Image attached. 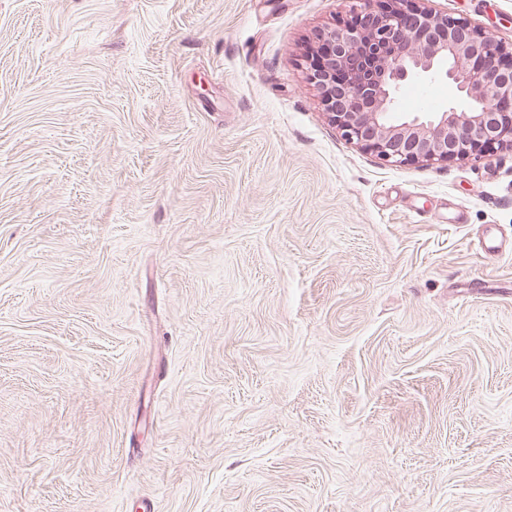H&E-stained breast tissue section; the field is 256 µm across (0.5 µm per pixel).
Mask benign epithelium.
<instances>
[{
	"label": "benign epithelium",
	"instance_id": "7a95c632",
	"mask_svg": "<svg viewBox=\"0 0 512 512\" xmlns=\"http://www.w3.org/2000/svg\"><path fill=\"white\" fill-rule=\"evenodd\" d=\"M431 0H353L349 18L322 29V59L307 66L328 121L393 166H433L512 151V43ZM444 78L461 105L400 111L412 81Z\"/></svg>",
	"mask_w": 512,
	"mask_h": 512
}]
</instances>
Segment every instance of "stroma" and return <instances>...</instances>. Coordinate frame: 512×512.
Instances as JSON below:
<instances>
[{
	"mask_svg": "<svg viewBox=\"0 0 512 512\" xmlns=\"http://www.w3.org/2000/svg\"><path fill=\"white\" fill-rule=\"evenodd\" d=\"M349 7L0 0V512H512V152L345 140Z\"/></svg>",
	"mask_w": 512,
	"mask_h": 512,
	"instance_id": "obj_1",
	"label": "stroma"
}]
</instances>
